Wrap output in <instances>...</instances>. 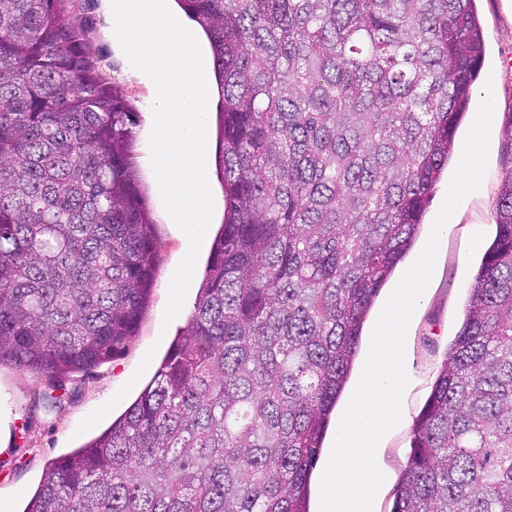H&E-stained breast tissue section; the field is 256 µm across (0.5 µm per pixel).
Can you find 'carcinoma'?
I'll return each mask as SVG.
<instances>
[{"mask_svg":"<svg viewBox=\"0 0 512 512\" xmlns=\"http://www.w3.org/2000/svg\"><path fill=\"white\" fill-rule=\"evenodd\" d=\"M65 0H0V364L112 361L158 260L137 113ZM210 40L224 225L154 379L23 512H309L373 299L470 110L476 0H180ZM499 233L391 512H512V145ZM331 432H332V429L331 431L329 432L328 436H327V439L325 441V444H324V449H323V452L320 456V459L316 465V468L314 469V472H313V478H312V503H311V508L310 510L311 511H315L317 512L318 510H320V506H319V502H320V480L322 478V475L325 471V468L328 464V461H329V455H330V451H331V447L334 446V436L332 438L331 437ZM316 485H317V489H318V492H317V495H316Z\"/></svg>","mask_w":512,"mask_h":512,"instance_id":"obj_1","label":"carcinoma"}]
</instances>
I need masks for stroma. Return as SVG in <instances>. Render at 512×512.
<instances>
[{"label": "stroma", "instance_id": "obj_1", "mask_svg": "<svg viewBox=\"0 0 512 512\" xmlns=\"http://www.w3.org/2000/svg\"><path fill=\"white\" fill-rule=\"evenodd\" d=\"M486 44L484 70L494 75L492 93L496 137L489 154L481 194L463 201L439 242L434 274L426 298L413 315L405 351L409 384L403 394L400 421L379 446L378 464L385 475L374 512H391L394 489L411 450V428L430 396L440 366L455 342L465 317L473 278L495 234L493 202L507 164L502 149L512 128V22L503 0H476ZM68 14L85 35L99 73L120 88L139 120L131 148L141 190L155 220L158 268L149 308L121 355L85 372L64 376L56 408L45 406V379L14 366L0 365V512H22L48 461L80 447L104 430L152 379L170 343L191 314L209 250L203 239L184 306L164 323L170 281L188 253L185 233L165 211L151 166L149 136L154 125L152 87L131 65L111 37L112 18L106 0H67Z\"/></svg>", "mask_w": 512, "mask_h": 512}]
</instances>
